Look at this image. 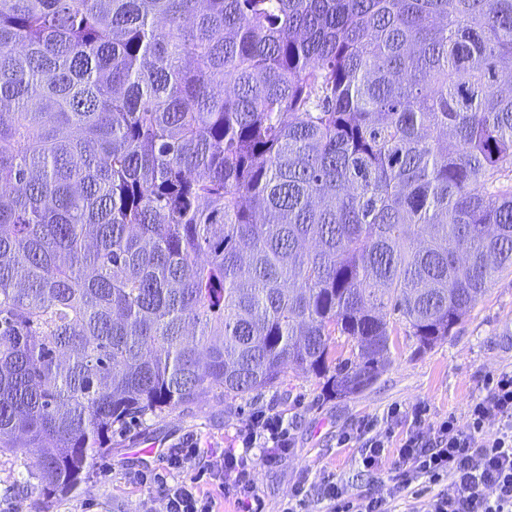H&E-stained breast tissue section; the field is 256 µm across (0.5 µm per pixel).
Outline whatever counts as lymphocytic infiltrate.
<instances>
[{"label": "lymphocytic infiltrate", "mask_w": 512, "mask_h": 512, "mask_svg": "<svg viewBox=\"0 0 512 512\" xmlns=\"http://www.w3.org/2000/svg\"><path fill=\"white\" fill-rule=\"evenodd\" d=\"M427 415L425 405L394 404L340 434L338 447L358 449L362 471L373 473L387 459L395 460L396 473L382 489L366 494L327 473L318 484L297 483L283 512H304L312 501L325 505L326 512H394L397 494L420 481L433 488L428 512H512V370L490 375L486 395L472 400L463 417L451 414L430 426ZM492 419L499 428L489 436L484 428ZM237 443L225 450L208 484L183 477L200 453L188 441L165 451L172 481L144 471L130 481L147 489L159 486L163 512H219L224 497L234 500L238 512H263L249 469L254 457L271 467L287 455L294 446L289 424L280 414L257 411Z\"/></svg>", "instance_id": "1"}]
</instances>
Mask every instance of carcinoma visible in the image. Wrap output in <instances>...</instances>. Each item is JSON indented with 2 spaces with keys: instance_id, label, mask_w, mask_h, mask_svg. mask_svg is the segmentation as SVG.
Returning <instances> with one entry per match:
<instances>
[{
  "instance_id": "carcinoma-1",
  "label": "carcinoma",
  "mask_w": 512,
  "mask_h": 512,
  "mask_svg": "<svg viewBox=\"0 0 512 512\" xmlns=\"http://www.w3.org/2000/svg\"><path fill=\"white\" fill-rule=\"evenodd\" d=\"M505 73L512 0H0V455L71 494L149 412L446 340L512 272Z\"/></svg>"
}]
</instances>
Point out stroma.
<instances>
[{
  "label": "stroma",
  "mask_w": 512,
  "mask_h": 512,
  "mask_svg": "<svg viewBox=\"0 0 512 512\" xmlns=\"http://www.w3.org/2000/svg\"><path fill=\"white\" fill-rule=\"evenodd\" d=\"M512 369V273H503L487 288L455 327L452 336L419 353L405 336H397L388 370L368 390L349 397L326 392L315 375L288 370L275 389L223 400L211 393L193 402L132 422L115 431L112 447L95 460L76 493L46 496L37 488L23 458L0 456V512H140L149 493L134 486L128 473L166 474L163 460L145 454L148 444L166 449L196 438L203 455L193 471L205 474L219 464L221 449L233 447L237 433L259 410L288 419L294 446L277 466L254 460L250 477L265 512H282L293 486L336 473L361 490L388 479L389 469L374 475L355 465L356 449L336 445L338 435L359 419L381 414L392 404L428 408V422L448 414L463 416L471 400L485 394L490 374Z\"/></svg>",
  "instance_id": "obj_1"
}]
</instances>
